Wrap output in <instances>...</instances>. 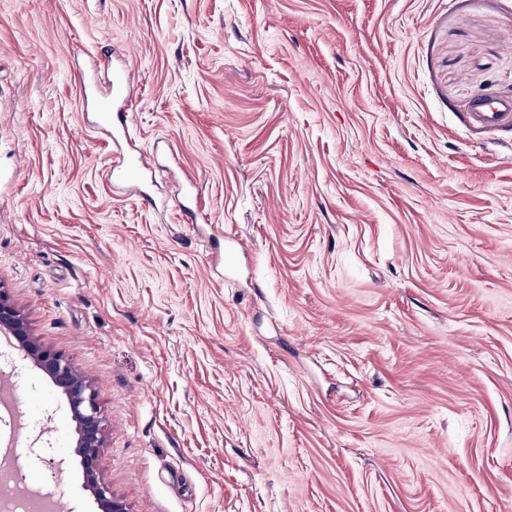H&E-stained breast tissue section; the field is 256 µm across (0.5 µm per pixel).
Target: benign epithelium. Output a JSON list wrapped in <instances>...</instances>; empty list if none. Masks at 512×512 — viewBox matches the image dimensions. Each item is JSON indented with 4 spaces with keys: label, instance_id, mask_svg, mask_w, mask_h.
Listing matches in <instances>:
<instances>
[{
    "label": "benign epithelium",
    "instance_id": "1",
    "mask_svg": "<svg viewBox=\"0 0 512 512\" xmlns=\"http://www.w3.org/2000/svg\"><path fill=\"white\" fill-rule=\"evenodd\" d=\"M0 335L12 336L21 343L35 366L65 394L75 434L70 451L80 459L85 487L96 501L99 512H132L130 505L112 492L100 472L99 460L108 424L94 385L67 358L32 334L26 317L1 283Z\"/></svg>",
    "mask_w": 512,
    "mask_h": 512
}]
</instances>
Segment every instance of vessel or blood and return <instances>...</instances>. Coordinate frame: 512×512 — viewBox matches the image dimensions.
<instances>
[{
    "label": "vessel or blood",
    "mask_w": 512,
    "mask_h": 512,
    "mask_svg": "<svg viewBox=\"0 0 512 512\" xmlns=\"http://www.w3.org/2000/svg\"><path fill=\"white\" fill-rule=\"evenodd\" d=\"M131 81V72L120 69L112 73V94L100 100L98 108L105 126L111 127L115 152L111 177L116 181L130 182L139 179L148 170L146 155L131 146L129 133V100L126 94ZM474 122L482 127L512 125V101L485 99L477 106L473 114ZM244 241L236 235L224 237V271L233 274L236 270V258L244 253Z\"/></svg>",
    "instance_id": "vessel-or-blood-1"
}]
</instances>
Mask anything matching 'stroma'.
<instances>
[{
	"label": "stroma",
	"instance_id": "35a3bbf8",
	"mask_svg": "<svg viewBox=\"0 0 512 512\" xmlns=\"http://www.w3.org/2000/svg\"><path fill=\"white\" fill-rule=\"evenodd\" d=\"M132 71L113 183L84 85ZM512 0H0V283L133 512H512ZM196 223H189V216ZM248 251L232 279L221 233ZM28 485L98 512L0 337ZM473 120L478 126L493 127L509 124L512 128V101L483 99L472 112Z\"/></svg>",
	"mask_w": 512,
	"mask_h": 512
}]
</instances>
